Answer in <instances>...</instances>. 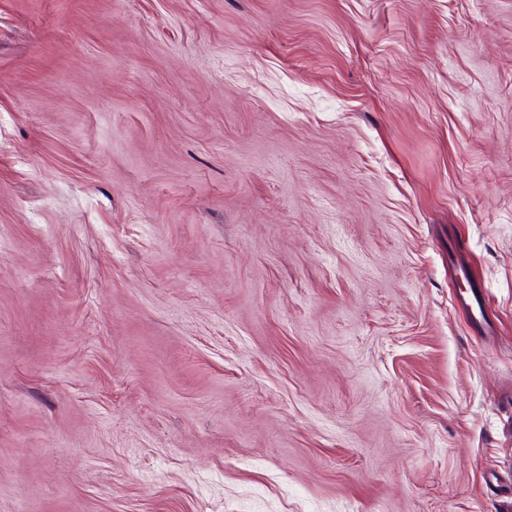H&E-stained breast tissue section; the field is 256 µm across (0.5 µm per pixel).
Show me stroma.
Segmentation results:
<instances>
[{"label": "stroma", "instance_id": "stroma-1", "mask_svg": "<svg viewBox=\"0 0 512 512\" xmlns=\"http://www.w3.org/2000/svg\"><path fill=\"white\" fill-rule=\"evenodd\" d=\"M0 512H512V0H0Z\"/></svg>", "mask_w": 512, "mask_h": 512}]
</instances>
